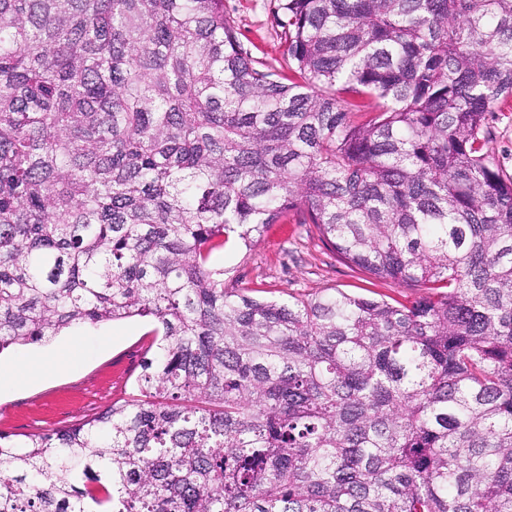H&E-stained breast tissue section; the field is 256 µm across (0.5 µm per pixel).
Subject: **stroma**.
Listing matches in <instances>:
<instances>
[{
    "instance_id": "stroma-1",
    "label": "stroma",
    "mask_w": 512,
    "mask_h": 512,
    "mask_svg": "<svg viewBox=\"0 0 512 512\" xmlns=\"http://www.w3.org/2000/svg\"><path fill=\"white\" fill-rule=\"evenodd\" d=\"M277 0H224L241 42L255 60L276 63L284 45L275 34L273 10ZM492 158L512 173V102L499 105L490 121ZM223 268L225 280L248 287L252 296L276 300L313 298L341 290L369 298L406 303L419 291L358 271L329 251L310 224L267 225L252 247L237 239L211 256ZM156 323L132 317L97 327H76L44 345L17 346L0 355L48 359L79 339L81 349L61 374H44L15 385L0 384V432L23 435L74 425L104 410L113 400L135 394L144 357L156 352Z\"/></svg>"
}]
</instances>
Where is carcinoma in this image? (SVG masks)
<instances>
[{
	"mask_svg": "<svg viewBox=\"0 0 512 512\" xmlns=\"http://www.w3.org/2000/svg\"><path fill=\"white\" fill-rule=\"evenodd\" d=\"M0 0V354L150 317L138 393L18 441L0 512H512V0ZM312 224L426 292L276 302L211 254ZM276 0H224V13L237 28L241 42L255 60L276 64L284 44L275 34ZM490 120L492 141L489 151L492 158L512 173V102L498 105Z\"/></svg>",
	"mask_w": 512,
	"mask_h": 512,
	"instance_id": "cac0c4a2",
	"label": "carcinoma"
}]
</instances>
